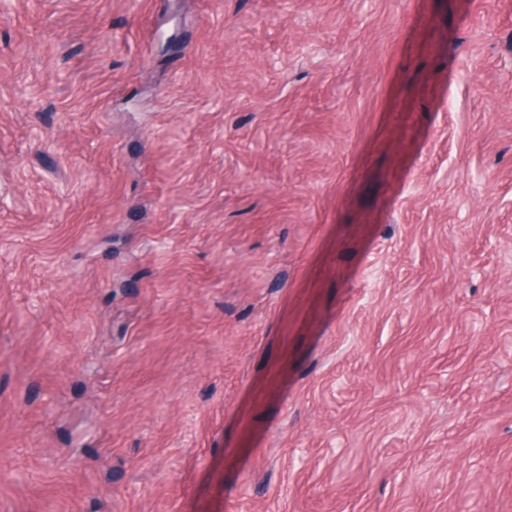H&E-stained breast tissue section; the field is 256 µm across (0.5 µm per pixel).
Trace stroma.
Returning a JSON list of instances; mask_svg holds the SVG:
<instances>
[{"label": "stroma", "instance_id": "1", "mask_svg": "<svg viewBox=\"0 0 512 512\" xmlns=\"http://www.w3.org/2000/svg\"><path fill=\"white\" fill-rule=\"evenodd\" d=\"M0 512H512V0H0Z\"/></svg>", "mask_w": 512, "mask_h": 512}]
</instances>
